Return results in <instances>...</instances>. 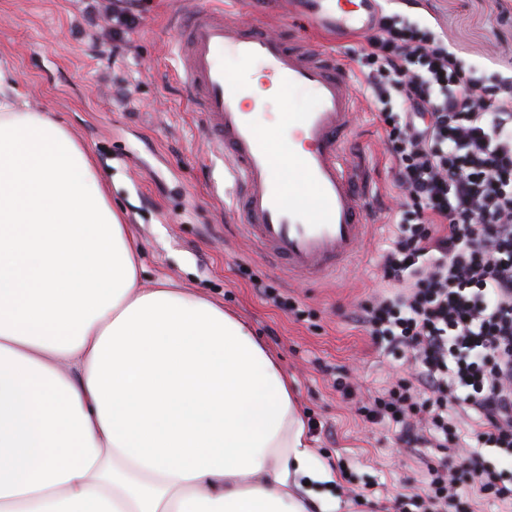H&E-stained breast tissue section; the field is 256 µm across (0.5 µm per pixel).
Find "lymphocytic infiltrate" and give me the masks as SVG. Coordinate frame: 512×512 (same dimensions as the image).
Segmentation results:
<instances>
[{
  "label": "lymphocytic infiltrate",
  "mask_w": 512,
  "mask_h": 512,
  "mask_svg": "<svg viewBox=\"0 0 512 512\" xmlns=\"http://www.w3.org/2000/svg\"><path fill=\"white\" fill-rule=\"evenodd\" d=\"M363 55L401 203L382 256L389 289L359 321L408 374L361 411L406 444L447 449L408 499L418 512H450L465 475L512 512L484 457L512 458V57L485 81L430 27L386 11Z\"/></svg>",
  "instance_id": "obj_1"
}]
</instances>
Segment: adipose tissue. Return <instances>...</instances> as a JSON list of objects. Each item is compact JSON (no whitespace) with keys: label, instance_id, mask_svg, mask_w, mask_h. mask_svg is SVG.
<instances>
[{"label":"adipose tissue","instance_id":"ef3b65f1","mask_svg":"<svg viewBox=\"0 0 512 512\" xmlns=\"http://www.w3.org/2000/svg\"><path fill=\"white\" fill-rule=\"evenodd\" d=\"M141 259L0 62V512H336L278 361Z\"/></svg>","mask_w":512,"mask_h":512}]
</instances>
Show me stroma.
Returning <instances> with one entry per match:
<instances>
[{
  "label": "stroma",
  "instance_id": "obj_1",
  "mask_svg": "<svg viewBox=\"0 0 512 512\" xmlns=\"http://www.w3.org/2000/svg\"><path fill=\"white\" fill-rule=\"evenodd\" d=\"M201 6L284 38L297 33L271 0H246L242 8L233 0H0V60L29 108L55 113L94 155L141 249L143 284L169 278L223 303L294 378L311 446L334 477L338 512H403L405 496L421 493L429 469L446 463L448 452L408 450L359 411L361 400L383 395L403 369L356 319L385 287L381 256L395 232L386 126L365 92L367 38L306 33L312 47L334 51L349 68L356 97L349 158L365 180L369 236L348 272L292 279L233 214L232 178L178 74L170 22ZM388 7L428 24L489 75L502 69L498 51L512 48V0H390ZM121 12L139 24L117 40ZM256 280L288 297L291 309L253 288Z\"/></svg>",
  "mask_w": 512,
  "mask_h": 512
}]
</instances>
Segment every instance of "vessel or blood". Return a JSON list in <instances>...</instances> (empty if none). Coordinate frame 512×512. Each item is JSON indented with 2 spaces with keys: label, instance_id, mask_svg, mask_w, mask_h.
Masks as SVG:
<instances>
[{
  "label": "vessel or blood",
  "instance_id": "obj_1",
  "mask_svg": "<svg viewBox=\"0 0 512 512\" xmlns=\"http://www.w3.org/2000/svg\"><path fill=\"white\" fill-rule=\"evenodd\" d=\"M308 24L341 31L375 29L379 0H314ZM181 79L205 133L234 180L233 211L266 259L288 275L323 279L355 254L368 230L358 173L346 158L355 97L347 69L306 38L282 41L259 24L227 20L223 10L178 15ZM259 63L281 98L307 91L315 108L287 115L288 154L277 135L262 130L224 67L225 54Z\"/></svg>",
  "mask_w": 512,
  "mask_h": 512
}]
</instances>
